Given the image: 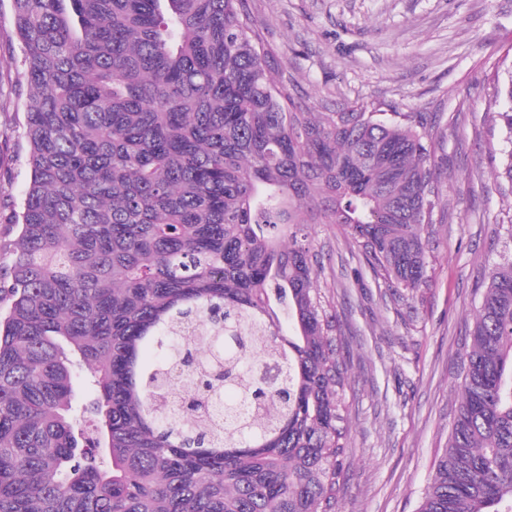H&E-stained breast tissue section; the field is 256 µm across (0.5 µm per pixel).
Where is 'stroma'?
<instances>
[{
	"mask_svg": "<svg viewBox=\"0 0 512 512\" xmlns=\"http://www.w3.org/2000/svg\"><path fill=\"white\" fill-rule=\"evenodd\" d=\"M288 90L316 112L354 103L423 112L439 202L429 281L375 278L347 228L315 224L318 285L348 368L339 512H417L452 429L466 332L485 273L512 260V184L497 176L512 141L497 119L512 77V0H249ZM11 0H0V73L24 83ZM25 95L0 98V199L30 181Z\"/></svg>",
	"mask_w": 512,
	"mask_h": 512,
	"instance_id": "obj_1",
	"label": "stroma"
}]
</instances>
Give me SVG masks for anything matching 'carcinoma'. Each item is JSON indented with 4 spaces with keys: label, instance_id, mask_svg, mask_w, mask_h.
<instances>
[{
    "label": "carcinoma",
    "instance_id": "cac0c4a2",
    "mask_svg": "<svg viewBox=\"0 0 512 512\" xmlns=\"http://www.w3.org/2000/svg\"><path fill=\"white\" fill-rule=\"evenodd\" d=\"M12 7L32 176L3 204L0 512H337L347 365L303 227L425 285L426 114L310 111L248 0ZM461 373L419 512H512V261Z\"/></svg>",
    "mask_w": 512,
    "mask_h": 512
}]
</instances>
